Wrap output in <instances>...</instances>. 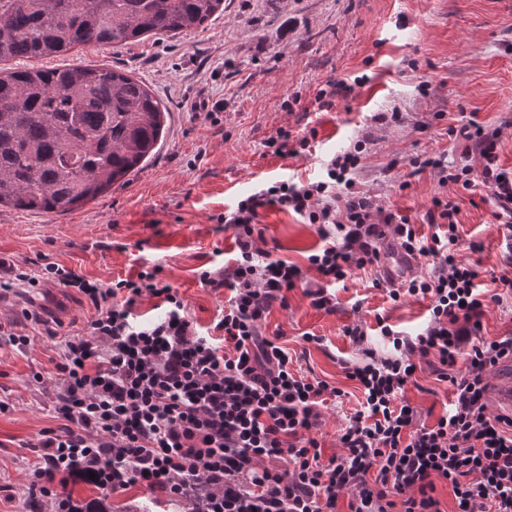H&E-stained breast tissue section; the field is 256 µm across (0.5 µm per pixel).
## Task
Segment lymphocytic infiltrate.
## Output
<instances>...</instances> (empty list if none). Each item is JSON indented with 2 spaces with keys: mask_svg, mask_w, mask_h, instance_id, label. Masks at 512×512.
I'll return each mask as SVG.
<instances>
[{
  "mask_svg": "<svg viewBox=\"0 0 512 512\" xmlns=\"http://www.w3.org/2000/svg\"><path fill=\"white\" fill-rule=\"evenodd\" d=\"M463 141L459 160L434 155L414 160L434 170L440 187L424 218L438 227L421 241L409 216L380 205L358 185L364 142L333 157L324 179L280 181L216 216L231 229L237 255L230 265L198 271L201 287L227 292L211 331L200 332L161 265L110 283L89 280L55 262L39 271L0 278V290L51 282L77 289L95 313L84 333L63 332L56 365L58 428L42 430L31 489L54 512H81L63 493L69 480L93 476L109 494L140 487L170 503L187 489L205 494L204 512H336L349 495V512H440L435 478L448 482L456 512H512V417L490 415L487 374L512 355V337L481 336L488 302L512 297L507 272L482 291L475 266L458 260L461 195L486 189L494 217L512 251V170L499 165V132L476 120L452 125ZM275 208L315 225L325 244L308 258L322 287L308 290L314 308L336 310L330 285L380 264L381 243L431 261L429 273L389 288L430 302V322L409 338L382 324L391 355L347 365L364 402L338 436L341 454L324 457L311 432L327 399L341 396L327 381L295 373L293 359L263 322L304 273L274 257L257 231L261 209ZM162 317L141 320L144 299ZM435 356L440 380L455 395L433 426L416 423L404 398L417 371L415 356Z\"/></svg>",
  "mask_w": 512,
  "mask_h": 512,
  "instance_id": "1",
  "label": "lymphocytic infiltrate"
}]
</instances>
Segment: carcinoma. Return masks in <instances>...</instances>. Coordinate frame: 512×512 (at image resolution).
Segmentation results:
<instances>
[{
  "label": "carcinoma",
  "mask_w": 512,
  "mask_h": 512,
  "mask_svg": "<svg viewBox=\"0 0 512 512\" xmlns=\"http://www.w3.org/2000/svg\"><path fill=\"white\" fill-rule=\"evenodd\" d=\"M224 0H0V62L200 29ZM161 102L113 68L0 73V206L65 212L154 154Z\"/></svg>",
  "instance_id": "carcinoma-1"
}]
</instances>
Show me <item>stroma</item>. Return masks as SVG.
<instances>
[{
	"mask_svg": "<svg viewBox=\"0 0 512 512\" xmlns=\"http://www.w3.org/2000/svg\"><path fill=\"white\" fill-rule=\"evenodd\" d=\"M416 60L410 70L408 60ZM31 67L104 65L125 71L166 107L163 142L145 167L96 199L62 213L0 207V261L25 271L49 260L104 283L158 263L199 325L212 326L224 306L223 291L201 287L196 273L236 256L232 230H217L214 217L283 179L322 175L326 160L366 143L358 180L363 191L392 211L411 218L419 237L434 226L423 216L441 188L430 171L414 172V158L456 157L460 145L448 126L461 115L500 131L499 160L512 169V0H224L206 29L157 34L136 44L83 45L67 53L31 60ZM330 80L351 83L330 111H319L314 95ZM429 81V92L419 85ZM292 108H285V101ZM400 112L399 122L380 125L378 112ZM285 129L301 137L316 130L298 156L273 154L267 139ZM408 182L399 190V182ZM458 215L457 254L475 264L481 282L505 264V240L484 190L463 199ZM259 228L278 258L317 273L309 255L322 245L302 217L261 210ZM380 268L360 270L334 287L336 311L314 309L302 289L274 307L267 333H281L299 372L328 381L342 397L327 401L314 436L325 456L340 454L338 435L360 407L362 393L342 360L359 362L366 352L391 353L377 317L405 336L421 333L429 303L392 301L374 287ZM93 311L73 289L40 284L0 294V322L27 335L23 349L0 347V512H51L49 499L28 495L38 453L30 448L41 429L57 426L55 364L58 340L47 334L62 323L79 333ZM361 327L363 344L346 329ZM322 336V345L303 341ZM416 381L404 396L433 425L454 401L439 380L434 357H416ZM74 501L106 498L113 512H165L159 495L133 488L102 495L94 485L70 480Z\"/></svg>",
	"mask_w": 512,
	"mask_h": 512,
	"instance_id": "35a3bbf8",
	"label": "stroma"
}]
</instances>
